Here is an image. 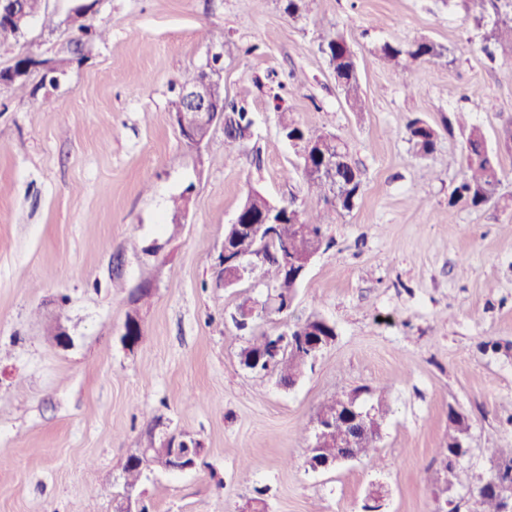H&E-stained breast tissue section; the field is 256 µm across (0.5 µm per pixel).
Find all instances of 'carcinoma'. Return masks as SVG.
Wrapping results in <instances>:
<instances>
[{
  "label": "carcinoma",
  "instance_id": "cac0c4a2",
  "mask_svg": "<svg viewBox=\"0 0 512 512\" xmlns=\"http://www.w3.org/2000/svg\"><path fill=\"white\" fill-rule=\"evenodd\" d=\"M312 0H282V9L291 18H297L308 11ZM468 9L474 19L481 23L485 20L491 24L490 31L485 35L483 51L494 56V48L512 49V0H466ZM71 29L78 32L79 40L104 39V31L94 29L88 24L85 13L77 11L70 17ZM320 49L326 55L329 65L336 76L340 77L338 87L345 103L350 109L360 111L364 105V95L356 72L355 54L345 37L340 33H332L324 38ZM379 54L387 67L397 76H401L415 66L425 62L441 60L447 56V48L433 40L422 38L409 43L385 42L379 47ZM42 80L51 84L65 73L70 65L67 58H42L38 61ZM252 117L246 98L224 100V134L230 142L243 140L252 135ZM280 126L288 136L300 140L303 144L313 145L317 154H309L301 158L302 171L306 177L310 198L316 200L332 199L337 209L351 211L361 195V172L352 161L347 146L336 136L321 130L303 128L288 119L286 113H280ZM465 137L462 161L464 173L455 186L448 200L454 206L460 202L480 209L500 198L502 184L501 150L488 145L482 129L475 125L458 122ZM409 141L417 152L428 155L433 152L436 131L424 121L416 118L408 125ZM336 164L335 178L327 175H314L307 168L318 167L323 162ZM268 199L257 191L248 193L244 202L246 214L253 217L267 210ZM277 248L288 245V250L298 248L320 250L325 245V232L320 211L312 206L299 209L292 204L284 206L280 224L277 225ZM249 277L257 278L272 286L271 297L279 303L274 314L286 316L291 308L288 302L287 288L290 283L288 270L281 258L269 256L265 261L254 266ZM263 313V316L272 314ZM309 321L297 322L286 332L279 334L263 333L252 337L241 351L242 363L256 375L276 376L278 382L288 386L294 378L302 375L311 358L307 356L304 332ZM281 342L288 347V358L283 362L270 366L264 359L269 348ZM469 426L468 417L459 415L449 418L448 443L439 449V456L445 460L451 456L467 455V449L460 447L463 441L462 431ZM377 448V438L368 433H361L355 440V446L349 447L347 429L344 425H336V432L329 434L319 446L311 448V457L322 461H334L338 457L351 456L358 459L369 457ZM488 456L496 459L502 470L498 479L512 483V448H488ZM475 512H499L498 497L493 491L476 492L473 496Z\"/></svg>",
  "mask_w": 512,
  "mask_h": 512
}]
</instances>
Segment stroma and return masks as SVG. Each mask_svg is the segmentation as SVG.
<instances>
[{
    "label": "stroma",
    "instance_id": "35a3bbf8",
    "mask_svg": "<svg viewBox=\"0 0 512 512\" xmlns=\"http://www.w3.org/2000/svg\"><path fill=\"white\" fill-rule=\"evenodd\" d=\"M74 4L45 0L56 27L34 18L0 46V68L25 52L71 61L55 85L32 74L30 94L0 84V512H112L128 456L167 433L193 437L201 455L190 471L147 470L149 512H248L259 492L267 512H362L376 485L380 512H437L448 499L471 512L487 449L512 447V152L500 201L449 206L464 136L446 125L463 114L500 148L512 51L482 52L486 29L464 0H312L298 19L279 0H96L89 21L106 38L83 44L66 23ZM335 30L355 53L364 111L347 106L320 50ZM420 38L448 57L399 81L378 48ZM218 52L225 95L250 92L253 135L229 143L217 124L195 149L168 101ZM283 111L346 143L363 180L352 211L319 203L330 245L289 315L254 325L335 326L290 389L242 365L250 334L229 318L267 287H225L216 266L248 191L310 201ZM415 118L437 132L429 155L408 138ZM183 192L175 226L170 199ZM144 284L131 350L123 326ZM59 325L69 347L49 334ZM358 387L387 397L377 452L312 471L320 405ZM452 409L471 430L449 488L437 450Z\"/></svg>",
    "mask_w": 512,
    "mask_h": 512
}]
</instances>
